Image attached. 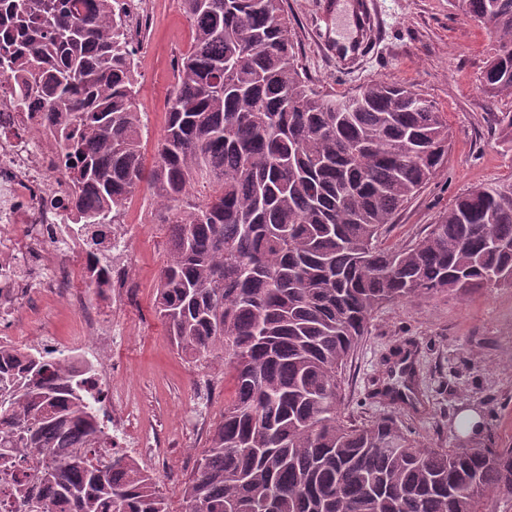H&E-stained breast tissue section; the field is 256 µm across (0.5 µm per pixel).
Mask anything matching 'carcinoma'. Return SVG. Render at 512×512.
<instances>
[{
	"label": "carcinoma",
	"mask_w": 512,
	"mask_h": 512,
	"mask_svg": "<svg viewBox=\"0 0 512 512\" xmlns=\"http://www.w3.org/2000/svg\"><path fill=\"white\" fill-rule=\"evenodd\" d=\"M181 4L193 42L149 168L119 0H0V77L17 74L20 108L38 97L78 231L103 240L145 181L163 201L156 313L181 356L221 355L235 384L184 512H481L512 489V448H425L391 418L340 423L336 400L379 307L512 286V182L462 194L411 245L382 246L448 160L437 104L396 82L313 88L283 0ZM451 6L492 43L481 92L512 96V0ZM491 116L512 151V112ZM94 373L0 342L8 512H168L133 455L97 446Z\"/></svg>",
	"instance_id": "1"
}]
</instances>
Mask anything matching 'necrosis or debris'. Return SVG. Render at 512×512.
<instances>
[{
    "mask_svg": "<svg viewBox=\"0 0 512 512\" xmlns=\"http://www.w3.org/2000/svg\"><path fill=\"white\" fill-rule=\"evenodd\" d=\"M15 86V78L0 80V327L14 320L32 283L77 306L86 301L80 284L124 294L132 287L126 225H113L100 246L72 232L58 203L65 186L58 145L36 136L31 113L14 104Z\"/></svg>",
    "mask_w": 512,
    "mask_h": 512,
    "instance_id": "obj_1",
    "label": "necrosis or debris"
}]
</instances>
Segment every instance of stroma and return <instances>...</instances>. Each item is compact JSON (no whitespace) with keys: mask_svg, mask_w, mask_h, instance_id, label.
<instances>
[{"mask_svg":"<svg viewBox=\"0 0 512 512\" xmlns=\"http://www.w3.org/2000/svg\"><path fill=\"white\" fill-rule=\"evenodd\" d=\"M126 5L138 48L141 150L150 165L166 125L176 61L190 50L192 31L181 0H126ZM284 10L297 62L318 90L353 92L375 82H398L422 90L446 115L448 161L400 212L383 245L401 247L424 236L439 214L473 187L512 181V153H503L502 133L489 119L493 110L512 112V96L486 101L480 77L491 43L482 28L454 14L448 0H284ZM358 32L368 43L362 54L341 60L329 54L332 42ZM161 212L160 200L144 184L119 218L128 227L131 272L140 284L136 296L112 301L92 288L84 294L118 338L103 360L111 387L138 404L128 432L158 443L155 454L138 461L157 478L171 512H182L184 481L206 443L195 436L193 419L203 413L217 422L233 397V383L224 377L223 358L193 363L178 355L156 315L158 277L167 260ZM84 316V309L30 288L16 315L14 341L31 346L49 338L93 356L97 349L83 333ZM407 339L421 348L426 404L421 413L377 394L396 346ZM203 379L215 389L207 401L198 393ZM467 409L481 415L478 432L460 430ZM336 415L352 424L394 418L428 448L512 447V287L416 296L377 309L342 375Z\"/></svg>","mask_w":512,"mask_h":512,"instance_id":"stroma-1","label":"stroma"}]
</instances>
